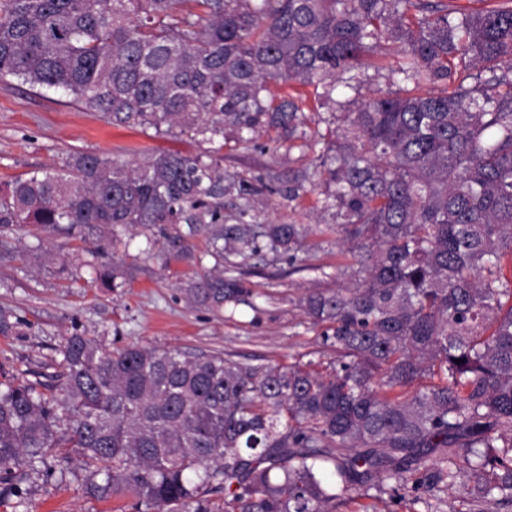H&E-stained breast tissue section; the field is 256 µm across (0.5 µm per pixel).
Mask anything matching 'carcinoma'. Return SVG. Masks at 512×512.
<instances>
[{
  "label": "carcinoma",
  "instance_id": "carcinoma-1",
  "mask_svg": "<svg viewBox=\"0 0 512 512\" xmlns=\"http://www.w3.org/2000/svg\"><path fill=\"white\" fill-rule=\"evenodd\" d=\"M395 56L387 88L368 56ZM54 89L111 123L202 137V155L128 165L76 151L0 188V228L34 224L104 257L143 228L214 265L191 304L250 295L243 266L297 260L309 224H228L224 138L304 139L298 88L345 112L309 182L351 262L300 305L325 371L65 338L59 382L0 381V489L71 473L134 512H336L376 481L419 500L479 477L472 509H512V0H0V78ZM291 92L276 95L270 83Z\"/></svg>",
  "mask_w": 512,
  "mask_h": 512
}]
</instances>
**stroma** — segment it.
<instances>
[{
  "label": "stroma",
  "mask_w": 512,
  "mask_h": 512,
  "mask_svg": "<svg viewBox=\"0 0 512 512\" xmlns=\"http://www.w3.org/2000/svg\"><path fill=\"white\" fill-rule=\"evenodd\" d=\"M206 143L173 131L114 126L53 91L36 92L15 78L0 80V185L44 167H58L75 151L94 152L125 163L142 161L155 150L198 154ZM320 143L287 142L264 135L249 144L224 143V169L254 186L274 184L311 168ZM225 215H242L247 224H311L333 221L306 192L296 199L261 194L248 204L226 200ZM9 251L0 254V306L15 310L18 322L0 334V375L19 380L60 371L59 346L81 333L104 347L152 345L188 357L221 354L252 365L326 363L333 353L306 320L298 299L308 288H344L337 265L346 255L335 235L313 231L301 244L296 263L273 253L252 260L245 278L255 293L252 304L192 305L182 290L197 272L213 266L177 258L163 245L147 247L144 229L117 232L112 261L117 289L102 288L89 256L69 237L37 226L0 236ZM86 473L51 483L28 476L23 498L0 496V512H131L123 497L87 493ZM467 477L422 500H402L368 490L340 512H467L475 494Z\"/></svg>",
  "instance_id": "stroma-1"
}]
</instances>
